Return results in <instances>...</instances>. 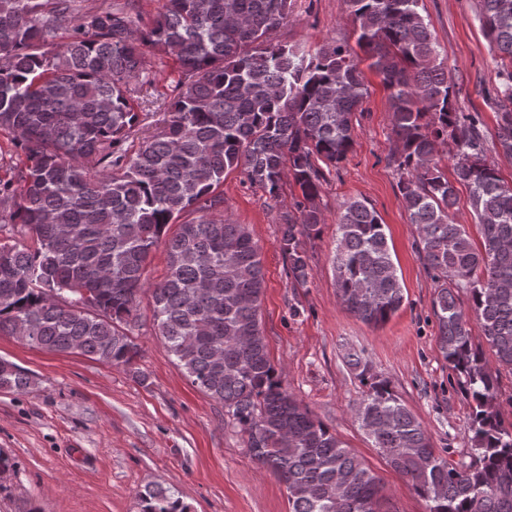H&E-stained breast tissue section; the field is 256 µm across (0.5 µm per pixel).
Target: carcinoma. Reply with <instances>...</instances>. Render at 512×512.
<instances>
[{"instance_id": "carcinoma-1", "label": "carcinoma", "mask_w": 512, "mask_h": 512, "mask_svg": "<svg viewBox=\"0 0 512 512\" xmlns=\"http://www.w3.org/2000/svg\"><path fill=\"white\" fill-rule=\"evenodd\" d=\"M419 2L343 0L390 91L397 188L437 282L439 350L469 400L474 459L454 466L436 454L389 382L350 353L368 385L354 415L427 512H512V423L499 412L500 369L512 372V183L488 156L492 148L512 156V0H478L500 57L491 146L479 113L456 106ZM288 8L289 0H162L139 33L140 0H0V155H18L0 178V230L8 223L19 235L0 242V333L130 366L148 293L169 352L285 485L289 512H381L376 476L283 387L260 318V248L247 225L221 215L226 171L242 168L272 199L290 176L300 195L283 216L279 249L293 285L308 283L306 241L324 223L321 189L354 146L368 88L343 44L311 54L273 42ZM67 17L76 24L56 50ZM147 49L171 56L178 79L158 105L162 127L132 152L124 144L142 119L131 84L141 94L155 88L143 68ZM457 182L469 192L478 245L452 221ZM186 213L192 219L179 221ZM336 225V296L361 321L384 324L405 300L384 224L369 201L354 199L340 205ZM161 240L167 273L147 286ZM474 322L496 370L473 344ZM31 388L26 371L0 359V389ZM137 497L140 512H189L161 485Z\"/></svg>"}]
</instances>
